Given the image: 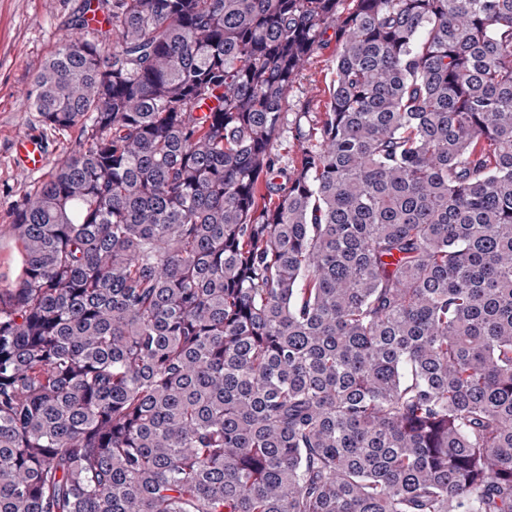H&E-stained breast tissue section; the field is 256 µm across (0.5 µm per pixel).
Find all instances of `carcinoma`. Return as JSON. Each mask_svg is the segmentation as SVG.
<instances>
[{"label": "carcinoma", "mask_w": 512, "mask_h": 512, "mask_svg": "<svg viewBox=\"0 0 512 512\" xmlns=\"http://www.w3.org/2000/svg\"><path fill=\"white\" fill-rule=\"evenodd\" d=\"M87 10L4 227L0 512H512V0ZM323 47L312 57L303 74L288 90L287 125L277 141V149L283 161L293 167L300 157V146L294 138L291 127H294L295 113L301 112L309 103L310 117L317 120L327 112L330 102V91L335 78L336 39L329 30L324 36Z\"/></svg>", "instance_id": "1"}]
</instances>
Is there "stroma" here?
<instances>
[{"label":"stroma","instance_id":"stroma-1","mask_svg":"<svg viewBox=\"0 0 512 512\" xmlns=\"http://www.w3.org/2000/svg\"><path fill=\"white\" fill-rule=\"evenodd\" d=\"M83 0H0V228L17 204L47 179L11 163L9 139L17 132L45 137L58 163L78 147L76 133H62L44 124L27 94L33 78L79 13ZM336 39L326 34L323 47L289 89L288 114L309 109L312 119L327 111L335 78Z\"/></svg>","mask_w":512,"mask_h":512}]
</instances>
